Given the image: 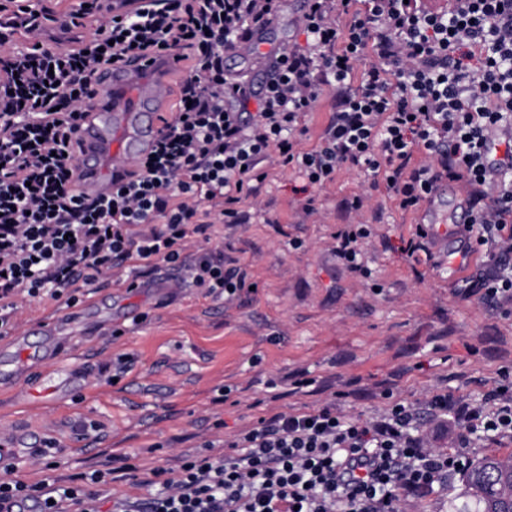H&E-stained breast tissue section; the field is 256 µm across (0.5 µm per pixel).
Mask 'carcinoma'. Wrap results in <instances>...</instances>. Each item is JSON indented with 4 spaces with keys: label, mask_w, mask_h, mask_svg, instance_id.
<instances>
[{
    "label": "carcinoma",
    "mask_w": 512,
    "mask_h": 512,
    "mask_svg": "<svg viewBox=\"0 0 512 512\" xmlns=\"http://www.w3.org/2000/svg\"><path fill=\"white\" fill-rule=\"evenodd\" d=\"M465 505L454 512H512V454H485L463 474Z\"/></svg>",
    "instance_id": "obj_1"
}]
</instances>
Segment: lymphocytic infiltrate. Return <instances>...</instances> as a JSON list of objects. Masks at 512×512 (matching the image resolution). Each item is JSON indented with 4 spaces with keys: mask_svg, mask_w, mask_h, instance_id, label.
Wrapping results in <instances>:
<instances>
[{
    "mask_svg": "<svg viewBox=\"0 0 512 512\" xmlns=\"http://www.w3.org/2000/svg\"><path fill=\"white\" fill-rule=\"evenodd\" d=\"M306 0L298 24L307 48L275 56L259 97L224 72V52L252 40L281 0H84L50 14L26 0H0V337L24 303L75 304L74 287L125 264L186 267L196 287L233 301L244 286L220 250L185 252L215 224H245L258 165L296 167L325 186L346 167L383 177L401 208L430 200L443 180L461 184L473 212L458 235L486 247L475 283L495 308L512 304V0ZM96 26L73 36L79 19ZM71 33L47 46L48 27ZM24 30L27 47L15 43ZM175 50L189 63L178 103L152 150L112 192L75 190L71 141L94 77L126 58ZM375 61L350 89L365 52ZM335 90L336 111L318 149L297 135L318 87ZM257 110L242 111L249 102ZM502 149L492 157L491 146ZM422 153L413 164L414 153ZM365 225H345L336 254L369 276ZM457 427L435 450L426 425ZM482 440L512 442V373L481 399L436 393L419 405L393 403L379 416L347 419L335 404L278 413L241 434L234 456L154 467L136 493L108 494L126 466L27 484L0 472V512L31 501L38 512H405L410 499L448 485Z\"/></svg>",
    "mask_w": 512,
    "mask_h": 512,
    "instance_id": "obj_1",
    "label": "lymphocytic infiltrate"
}]
</instances>
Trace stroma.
<instances>
[{
    "label": "stroma",
    "instance_id": "stroma-1",
    "mask_svg": "<svg viewBox=\"0 0 512 512\" xmlns=\"http://www.w3.org/2000/svg\"><path fill=\"white\" fill-rule=\"evenodd\" d=\"M259 171L257 195L244 204L250 223L214 225L195 242L223 251L226 266L244 273L232 302L195 287L153 294V284L180 275L162 264L145 271L140 288H85L84 305L113 333L82 327L67 336L64 358L83 374L61 400L29 404L18 396L52 377L50 358L0 383V428L26 450L22 480L86 472L111 455L139 474L169 467L179 455L204 453L207 440L228 442L274 414L332 400L349 419L366 420L389 400L414 404L435 390L477 399L512 370V314L455 286L487 267L485 250L449 276L458 239L404 253L401 241L421 211L401 209L386 185L369 189L360 170L342 169L323 187L272 161ZM364 192V208L350 210ZM309 202L317 213L307 218ZM357 221L374 232L368 281L333 253L337 230ZM48 435L61 446L52 470L28 454Z\"/></svg>",
    "mask_w": 512,
    "mask_h": 512
}]
</instances>
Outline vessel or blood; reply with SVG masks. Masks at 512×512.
<instances>
[{
	"label": "vessel or blood",
	"instance_id": "1",
	"mask_svg": "<svg viewBox=\"0 0 512 512\" xmlns=\"http://www.w3.org/2000/svg\"><path fill=\"white\" fill-rule=\"evenodd\" d=\"M173 53L134 59L98 76L95 95L74 140L79 193L101 196L111 192L113 177L128 172L131 162L150 149L169 108L170 86L166 75L181 70ZM421 221L437 237L453 232L439 201H432ZM90 320L87 310L66 309L49 331L60 334Z\"/></svg>",
	"mask_w": 512,
	"mask_h": 512
}]
</instances>
